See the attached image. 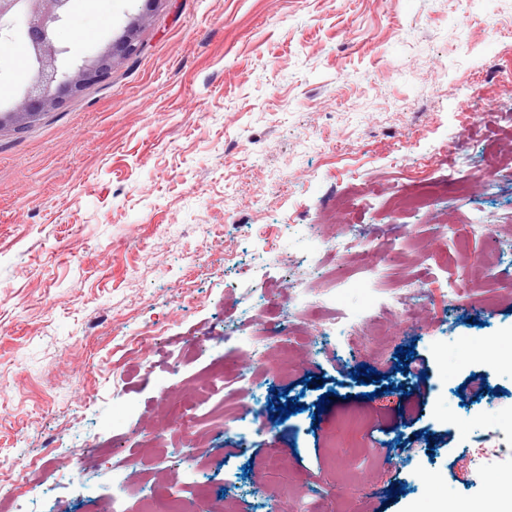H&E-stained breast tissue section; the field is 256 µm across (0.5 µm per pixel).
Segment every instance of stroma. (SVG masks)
Segmentation results:
<instances>
[{"label": "stroma", "instance_id": "1", "mask_svg": "<svg viewBox=\"0 0 512 512\" xmlns=\"http://www.w3.org/2000/svg\"><path fill=\"white\" fill-rule=\"evenodd\" d=\"M75 16L72 56L135 19L143 48L0 129V512H143L153 491L224 512H498L512 0H75ZM29 79L23 48L0 49V107ZM332 239L351 250L329 258ZM390 242L396 260L367 270ZM488 340L499 359H460ZM407 347L427 380L397 370ZM219 364L207 446L185 455L154 415ZM365 366L380 383L354 380ZM475 373L485 390L461 396ZM288 396L302 412L273 416Z\"/></svg>", "mask_w": 512, "mask_h": 512}]
</instances>
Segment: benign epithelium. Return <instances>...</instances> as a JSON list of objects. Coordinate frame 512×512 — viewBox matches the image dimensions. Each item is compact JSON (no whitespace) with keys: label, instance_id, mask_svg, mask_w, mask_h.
Wrapping results in <instances>:
<instances>
[{"label":"benign epithelium","instance_id":"1","mask_svg":"<svg viewBox=\"0 0 512 512\" xmlns=\"http://www.w3.org/2000/svg\"><path fill=\"white\" fill-rule=\"evenodd\" d=\"M74 0H0V42L12 38L19 20H26L24 38L32 53L34 74L20 101L0 109V129L31 125L64 99L100 84L113 64L136 50L133 28L117 41L99 46L80 59H66L68 48L57 39L60 28L74 20Z\"/></svg>","mask_w":512,"mask_h":512}]
</instances>
